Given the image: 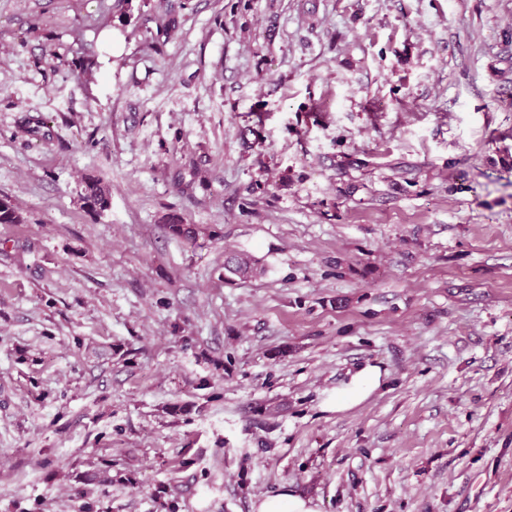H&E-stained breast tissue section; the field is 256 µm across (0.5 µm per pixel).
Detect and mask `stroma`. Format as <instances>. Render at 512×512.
I'll list each match as a JSON object with an SVG mask.
<instances>
[{
  "label": "stroma",
  "instance_id": "obj_1",
  "mask_svg": "<svg viewBox=\"0 0 512 512\" xmlns=\"http://www.w3.org/2000/svg\"><path fill=\"white\" fill-rule=\"evenodd\" d=\"M114 3L0 0V512H512V0ZM81 201L83 208L96 215L108 210L111 203L109 186L98 175L88 174L84 177ZM165 228L169 234L191 242L196 241L198 235L194 225L187 224L184 218L175 211L165 217ZM381 377L382 372L379 366L374 364L362 366L352 374L343 388L336 390V396L328 403L329 407L337 412L362 402L380 386ZM255 512H319L311 498H304L285 490L262 498L254 505Z\"/></svg>",
  "mask_w": 512,
  "mask_h": 512
}]
</instances>
